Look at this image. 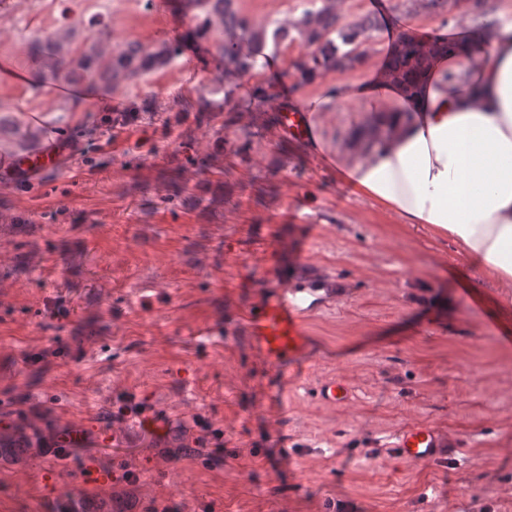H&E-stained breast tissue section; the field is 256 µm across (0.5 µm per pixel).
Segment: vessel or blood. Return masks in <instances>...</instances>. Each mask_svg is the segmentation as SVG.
Wrapping results in <instances>:
<instances>
[{
	"mask_svg": "<svg viewBox=\"0 0 512 512\" xmlns=\"http://www.w3.org/2000/svg\"><path fill=\"white\" fill-rule=\"evenodd\" d=\"M306 315L299 289L276 288L253 293L249 320L251 343L271 367L278 388L287 386L289 368L303 364L313 349ZM317 397L321 403L335 406L351 404L354 399L351 386L336 378L322 381ZM391 453L411 464L439 465L448 461L446 442L426 422L405 426L396 433ZM110 486V471L97 465L86 471L82 484L63 480L55 484L52 493L58 502L74 504L77 512H91V503L105 500Z\"/></svg>",
	"mask_w": 512,
	"mask_h": 512,
	"instance_id": "b4317fda",
	"label": "vessel or blood"
}]
</instances>
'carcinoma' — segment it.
Returning <instances> with one entry per match:
<instances>
[{"instance_id": "1", "label": "carcinoma", "mask_w": 512, "mask_h": 512, "mask_svg": "<svg viewBox=\"0 0 512 512\" xmlns=\"http://www.w3.org/2000/svg\"><path fill=\"white\" fill-rule=\"evenodd\" d=\"M236 0H183V6L199 11V20L188 37L194 40L219 39L218 51L224 57V74L218 82L224 85V97L201 107L193 105L183 113L157 116L155 112H114L103 119L104 125L116 132L145 118L161 121L164 130L189 118L200 126L208 127L214 136L211 155L224 154V131L236 126L238 114L253 112L260 125L274 119L267 109L271 97L270 87L255 84L242 91L241 79L253 77L259 68V58L264 56L267 41L280 45L291 39V31L312 48L299 57L295 70L304 81L313 82L326 77L338 69H350L360 64L363 52L359 47L368 30L380 25L373 17L351 26L337 25L333 0H324L325 5L307 12L296 23L280 26L272 34L254 25L250 18L235 7ZM455 51L451 43L433 42L427 46L402 34L395 45L389 66V75L410 90L417 89L423 70L432 57L440 52ZM182 52V43L163 42L147 45L138 40L112 44V32L103 30L91 40H79L72 27L67 26L31 44V53L43 64L40 77L54 84L93 85L112 87L132 81L168 66ZM0 139L12 145L20 156H28L39 149L41 133L8 115L0 116ZM224 171L218 178L207 180L195 188L181 187L184 200L201 203L206 195H223Z\"/></svg>"}]
</instances>
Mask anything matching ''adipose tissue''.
Wrapping results in <instances>:
<instances>
[{
	"label": "adipose tissue",
	"mask_w": 512,
	"mask_h": 512,
	"mask_svg": "<svg viewBox=\"0 0 512 512\" xmlns=\"http://www.w3.org/2000/svg\"><path fill=\"white\" fill-rule=\"evenodd\" d=\"M435 57L416 91L377 68L344 91L389 135L347 167L350 183L406 224L456 242L484 275L512 285V23Z\"/></svg>",
	"instance_id": "adipose-tissue-1"
}]
</instances>
